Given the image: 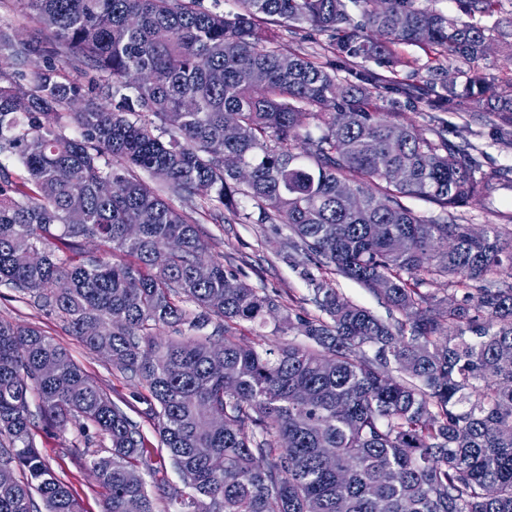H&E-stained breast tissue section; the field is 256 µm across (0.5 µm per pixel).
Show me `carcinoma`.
I'll return each mask as SVG.
<instances>
[{
  "instance_id": "cac0c4a2",
  "label": "carcinoma",
  "mask_w": 512,
  "mask_h": 512,
  "mask_svg": "<svg viewBox=\"0 0 512 512\" xmlns=\"http://www.w3.org/2000/svg\"><path fill=\"white\" fill-rule=\"evenodd\" d=\"M237 2L224 12L204 0H15L47 39L18 40L0 24V56L42 59L0 71V157L23 169L0 162V285L145 383L142 415L183 483L176 512H512V212L491 210L497 223L479 235L455 216L488 207L512 177L481 169L441 131L432 140L372 108L389 93L512 126V78L494 88L467 73L462 90L443 82L426 99L367 71L339 76L356 58L397 64L395 44L486 60L507 36L481 23L498 0H454L465 21L437 0H360L362 24L346 0ZM286 23L335 35L333 59L283 52L271 26ZM65 112L80 136L63 132ZM408 198L440 214L419 215ZM202 219L285 225L280 247L303 267L319 314L202 260ZM76 239L132 261L84 257ZM310 264L368 288L393 320ZM442 278L446 295L422 291ZM272 309L274 332L305 341L242 342L238 329L266 327ZM164 327L178 336L159 337ZM47 362L58 372L43 373ZM32 398L43 420L109 437V455L91 460L103 512H157L140 426L64 347L2 320L0 512H80L34 444Z\"/></svg>"
}]
</instances>
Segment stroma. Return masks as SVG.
<instances>
[{"label":"stroma","mask_w":512,"mask_h":512,"mask_svg":"<svg viewBox=\"0 0 512 512\" xmlns=\"http://www.w3.org/2000/svg\"><path fill=\"white\" fill-rule=\"evenodd\" d=\"M281 49L288 53L326 54L329 34L311 31L307 25L276 27ZM396 52L402 63L395 69V80L429 86L435 67L457 69V62L425 53L418 47L400 45ZM445 135L449 142L461 146L477 158L482 169L512 167V138L504 139L496 122L473 121L465 106L442 113ZM201 231L208 243L211 257L230 258L241 279L268 293L279 294L292 308L314 312L309 285L287 259L278 254L279 241L286 236L283 226L203 223ZM0 319L22 326L39 327L44 334L65 347L71 358L104 392L118 403L132 420L140 421L147 439H154L151 423L141 421L139 397L145 388L136 378L113 371L112 365L97 352L84 346L57 314L40 311L29 300L12 289L0 286ZM35 444L54 472L73 489L81 512H102L104 491L90 467L94 456L107 455L110 443L95 428L80 429L78 424L49 426L36 420L33 429Z\"/></svg>","instance_id":"stroma-1"}]
</instances>
